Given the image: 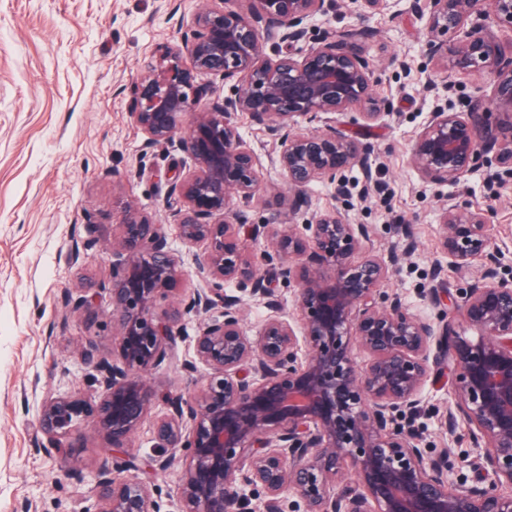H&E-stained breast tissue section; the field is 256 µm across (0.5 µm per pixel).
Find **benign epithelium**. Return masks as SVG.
<instances>
[{
	"mask_svg": "<svg viewBox=\"0 0 512 512\" xmlns=\"http://www.w3.org/2000/svg\"><path fill=\"white\" fill-rule=\"evenodd\" d=\"M209 2L196 13L191 37L161 46L130 91V115L146 145L171 147L191 162L188 173L176 169L167 178V206L188 252L171 246L164 225L125 208L110 288L121 336L116 358L99 355L93 343L78 349L96 372L98 401L75 394L45 400L38 418L43 448L79 458L73 430L85 422L109 439V451L126 467L137 468L132 437L157 399L147 376L171 359L183 320L203 314L195 358L183 365L189 373L204 368L202 386L165 395L166 412L154 424L164 455L151 467L182 466L181 512H284L287 491L304 512H512V282L497 276L500 255L488 214L459 204L443 211L442 250L459 269L483 264L484 276L460 306L432 293L441 308L437 324L383 294L386 261L355 259L369 238L365 225L324 214L309 225L308 236L286 224L270 236L266 224L247 225L239 214L227 219L232 199L249 203L260 191L256 152L241 135L239 115L276 142L273 163L296 204L313 182L330 185L338 197L349 194L343 171L365 163L366 149L333 119L365 107L367 119L380 113L375 69L363 49L368 30L329 33L299 47L334 0H243L240 10ZM388 2L351 0L362 16ZM414 10L426 19L436 65L493 75L492 98L502 118L492 126L477 104L462 111L436 104L412 145L411 165L434 184L460 182L492 152L512 166V0H414ZM450 32V45L433 40ZM217 77L231 94L211 96L205 79ZM300 118L317 119L322 128L293 135ZM243 232L255 241L271 239L269 264L298 285L302 332L284 315ZM187 255L203 283L234 288H197L156 313L158 297L178 295ZM245 296L269 311L256 336L240 313ZM92 303L81 292L65 296L74 311ZM458 315L477 335L457 331ZM433 345L449 360L455 385V410L445 427L452 432L460 420L469 426L486 486L449 484L448 450L429 455L397 425L398 416L420 405ZM355 347L368 355L363 367ZM245 487L259 497L244 494ZM95 498L94 512L163 508L155 486L117 481L106 470Z\"/></svg>",
	"mask_w": 512,
	"mask_h": 512,
	"instance_id": "1",
	"label": "benign epithelium"
}]
</instances>
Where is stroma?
<instances>
[{
	"label": "stroma",
	"instance_id": "35a3bbf8",
	"mask_svg": "<svg viewBox=\"0 0 512 512\" xmlns=\"http://www.w3.org/2000/svg\"><path fill=\"white\" fill-rule=\"evenodd\" d=\"M412 3L395 0L362 20L349 0H335L307 35L314 43L328 31L368 28L374 95L393 103V112L374 121L336 117L346 134L372 149L369 170L354 166L344 173L351 195L336 198L330 186L316 182L305 192V205L289 206L272 162L275 142L244 117L241 131L267 188L245 215L251 224L301 226L336 212L366 225L368 251L389 264L383 291L434 320L439 310L429 301L431 289H446L458 303L483 274L478 263L452 267L441 249L439 215L448 203L489 211L490 237L503 252L497 272L512 281V173L493 163L457 184L436 185L409 165L412 142L435 105L428 84L453 85L457 109L478 100L489 122L500 118L486 99L487 73L433 70L425 24ZM198 6L199 0H0V512H93L97 474L112 466L105 437L83 423L79 460L47 453L38 415L51 396H98L77 351L90 338L108 357L119 343L107 287L124 208L174 223L164 205L166 174L183 156L146 148L129 114L128 88L157 46L190 37ZM395 56L406 68L391 65ZM75 249L80 259L68 263ZM68 291L95 294L93 307L65 308ZM201 322L188 316L175 362L152 371L159 392L198 386L199 374L181 364L194 358ZM453 406L446 372L426 383L420 412L399 424L413 430L429 454L450 449L449 482L469 486L478 476L469 428L461 423L448 434L440 422ZM74 469L80 479L71 478Z\"/></svg>",
	"mask_w": 512,
	"mask_h": 512
}]
</instances>
